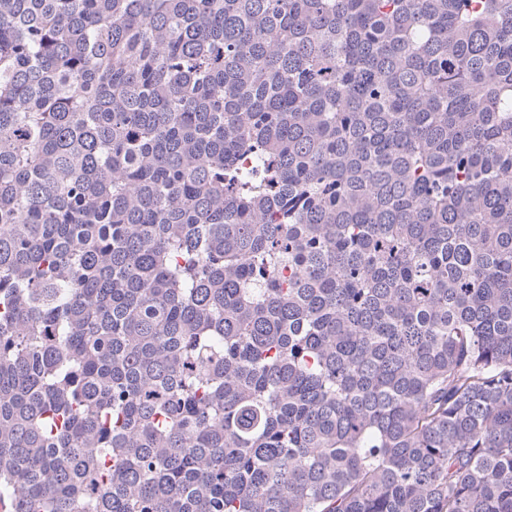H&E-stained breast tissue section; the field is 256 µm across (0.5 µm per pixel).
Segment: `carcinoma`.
Returning a JSON list of instances; mask_svg holds the SVG:
<instances>
[{"label": "carcinoma", "mask_w": 512, "mask_h": 512, "mask_svg": "<svg viewBox=\"0 0 512 512\" xmlns=\"http://www.w3.org/2000/svg\"><path fill=\"white\" fill-rule=\"evenodd\" d=\"M11 512H512V0H0Z\"/></svg>", "instance_id": "1"}]
</instances>
